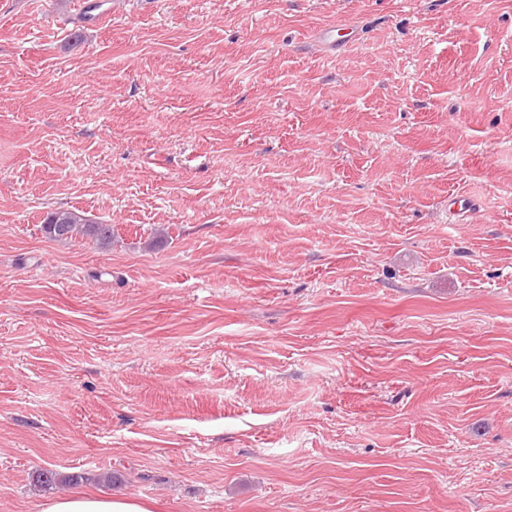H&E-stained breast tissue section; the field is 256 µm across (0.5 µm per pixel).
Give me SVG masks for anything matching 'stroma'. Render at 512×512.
<instances>
[{
	"label": "stroma",
	"mask_w": 512,
	"mask_h": 512,
	"mask_svg": "<svg viewBox=\"0 0 512 512\" xmlns=\"http://www.w3.org/2000/svg\"><path fill=\"white\" fill-rule=\"evenodd\" d=\"M76 489L512 512V0H0V512ZM41 231L51 239L72 240L80 237L101 248L111 246L114 237L112 225L92 221L73 210L48 212L42 221Z\"/></svg>",
	"instance_id": "stroma-1"
}]
</instances>
